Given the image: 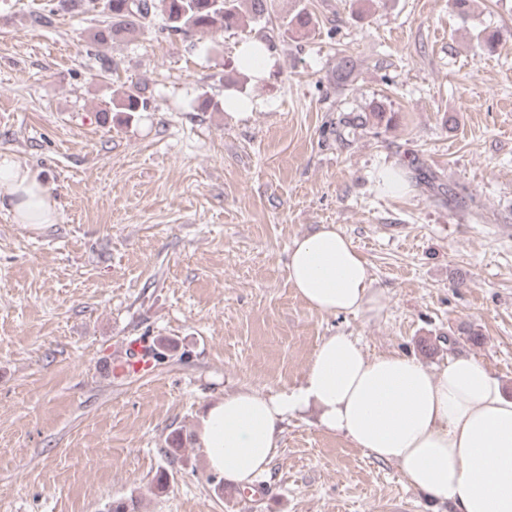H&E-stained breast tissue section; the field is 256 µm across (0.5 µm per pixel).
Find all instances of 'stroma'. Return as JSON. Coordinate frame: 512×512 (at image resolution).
Instances as JSON below:
<instances>
[{
    "mask_svg": "<svg viewBox=\"0 0 512 512\" xmlns=\"http://www.w3.org/2000/svg\"><path fill=\"white\" fill-rule=\"evenodd\" d=\"M293 5L186 40L157 16L100 50L103 14L38 23L49 0H0V152L60 205L37 228L0 210V512L128 498L137 512H452L312 409L289 416L250 491L195 443L207 404L294 389L340 333L430 368L473 356L512 396V0L464 15L452 0H308L315 27L286 34ZM485 29L503 34L491 54L474 49ZM262 37L271 65L250 79L237 50ZM133 86L146 110L100 119ZM376 102L395 127L341 148L325 136ZM388 165L404 166V194L378 189ZM322 224L369 264L380 318L317 313L292 288L288 250ZM130 338L161 358L113 379Z\"/></svg>",
    "mask_w": 512,
    "mask_h": 512,
    "instance_id": "stroma-1",
    "label": "stroma"
}]
</instances>
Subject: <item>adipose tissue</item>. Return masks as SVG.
I'll return each mask as SVG.
<instances>
[{"label":"adipose tissue","instance_id":"ef3b65f1","mask_svg":"<svg viewBox=\"0 0 512 512\" xmlns=\"http://www.w3.org/2000/svg\"><path fill=\"white\" fill-rule=\"evenodd\" d=\"M1 209L17 224L59 218L45 178L6 153H0ZM288 279L312 311L383 313L368 264L337 225L294 240ZM311 407L323 429L397 463L410 487L451 502L457 512H512V398L470 356L433 370L406 354L370 356L356 338L328 336L297 390L240 391L208 405L196 445L211 471L247 489L276 456L283 422Z\"/></svg>","mask_w":512,"mask_h":512}]
</instances>
